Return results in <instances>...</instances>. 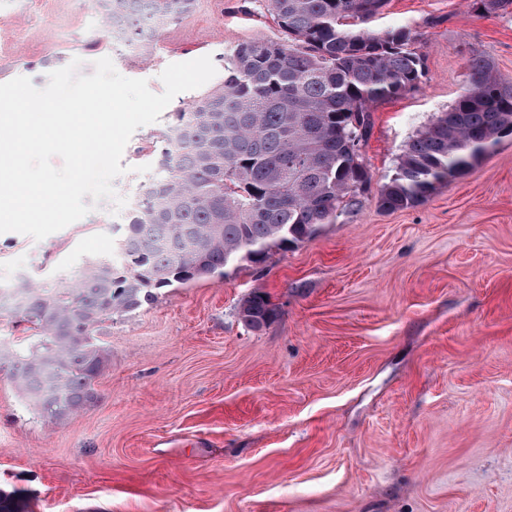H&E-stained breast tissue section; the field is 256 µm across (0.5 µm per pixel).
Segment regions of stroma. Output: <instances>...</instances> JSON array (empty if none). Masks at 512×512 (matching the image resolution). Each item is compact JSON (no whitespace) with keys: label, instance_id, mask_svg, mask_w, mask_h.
Wrapping results in <instances>:
<instances>
[{"label":"stroma","instance_id":"stroma-1","mask_svg":"<svg viewBox=\"0 0 512 512\" xmlns=\"http://www.w3.org/2000/svg\"><path fill=\"white\" fill-rule=\"evenodd\" d=\"M95 0H0V64L42 88L47 59L111 57L164 89L168 64L282 32L258 0H196L143 54H113ZM370 26L404 27L425 57L420 88L377 103L356 209L265 264L161 288L114 315L97 398L41 416L0 371V488L29 512H512V136L414 208L378 190L406 144L452 108L471 59L512 76V14L468 0H389ZM178 94L128 141L113 186L138 194L151 146L196 98ZM130 207L103 200L37 241L0 234V287L57 286L90 257H113ZM279 308L253 332V289ZM279 316L278 307L271 302L270 296L262 289H254L243 301L238 317L249 330L262 331L271 325Z\"/></svg>","mask_w":512,"mask_h":512}]
</instances>
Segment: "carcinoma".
<instances>
[{
	"instance_id": "obj_1",
	"label": "carcinoma",
	"mask_w": 512,
	"mask_h": 512,
	"mask_svg": "<svg viewBox=\"0 0 512 512\" xmlns=\"http://www.w3.org/2000/svg\"><path fill=\"white\" fill-rule=\"evenodd\" d=\"M287 40L238 44L224 80L177 112L155 152L149 204L134 212L118 258L85 262L58 287L19 285L18 321L34 331L27 354L12 355L9 378L42 415L63 420L96 399L106 352L96 339L117 312L139 308L159 288L223 273L236 261L266 262L272 248L314 237L360 204L369 173L350 134L366 141L378 102L420 88L424 56L404 27H358L387 0H264ZM116 45L146 50L194 0H97ZM481 14L512 12V0H472ZM471 89L406 145L378 190L388 211L426 202L449 180L512 135V77L487 57L469 65ZM279 316L262 289L238 317L257 332ZM0 512H28L16 490H0Z\"/></svg>"
}]
</instances>
